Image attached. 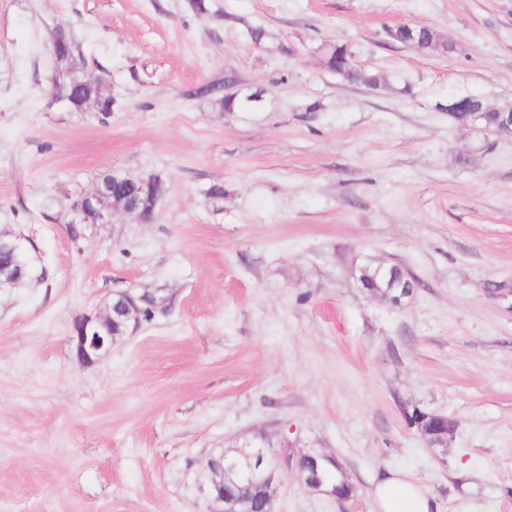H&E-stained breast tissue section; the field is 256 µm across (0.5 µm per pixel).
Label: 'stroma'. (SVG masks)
<instances>
[{"instance_id":"obj_1","label":"stroma","mask_w":512,"mask_h":512,"mask_svg":"<svg viewBox=\"0 0 512 512\" xmlns=\"http://www.w3.org/2000/svg\"><path fill=\"white\" fill-rule=\"evenodd\" d=\"M209 4L0 0V232L34 260L0 290V512H209L208 460L261 434L332 449L356 488L328 499L291 473L275 512H377L384 473L438 512H512V302L486 292L512 284V140L436 107L512 103V0ZM403 24L448 53L390 40ZM59 27L111 117L53 98ZM336 41L410 92L336 79ZM227 86L261 110L224 111ZM106 172L166 181L152 222L116 208L70 229ZM371 258L419 280L408 302L361 287ZM121 291L160 305L79 365L73 319ZM405 401L455 421L446 452ZM388 35L392 40L421 54L448 53V42L431 28L404 24L390 30Z\"/></svg>"}]
</instances>
